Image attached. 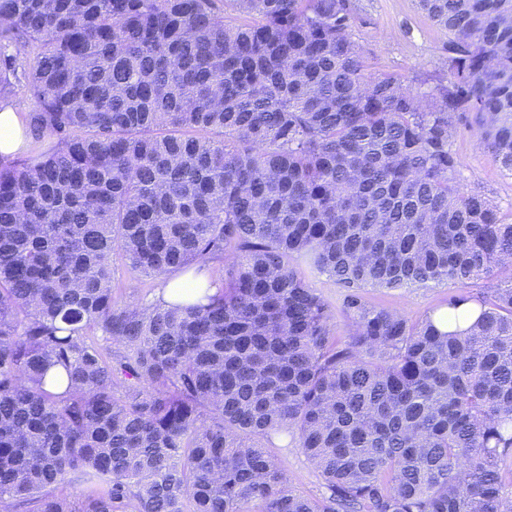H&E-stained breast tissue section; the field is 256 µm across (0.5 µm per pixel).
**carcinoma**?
<instances>
[{"instance_id":"cac0c4a2","label":"carcinoma","mask_w":512,"mask_h":512,"mask_svg":"<svg viewBox=\"0 0 512 512\" xmlns=\"http://www.w3.org/2000/svg\"><path fill=\"white\" fill-rule=\"evenodd\" d=\"M419 4L450 34L422 93L371 71L349 0H0V96L23 69L55 140L0 164L12 512H512V223L450 148L465 120L512 173V0ZM118 259L220 262L222 291L118 299ZM475 280L464 332L359 294ZM310 284L331 305L333 312H335L333 324L335 325L334 332L336 336H346L349 331V321L342 311L343 288L325 277L311 279ZM276 444L280 448H275V452L297 493L306 497L320 496L325 491L323 479L302 450L290 437L276 440Z\"/></svg>"}]
</instances>
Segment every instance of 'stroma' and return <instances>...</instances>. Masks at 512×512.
<instances>
[{"label": "stroma", "mask_w": 512, "mask_h": 512, "mask_svg": "<svg viewBox=\"0 0 512 512\" xmlns=\"http://www.w3.org/2000/svg\"><path fill=\"white\" fill-rule=\"evenodd\" d=\"M352 3V38L374 70L405 75L416 91L441 76V65L448 56V36L419 9L417 0H352ZM451 149L460 162L461 188L483 195L499 207L505 219L512 221V175L494 162L468 124H458ZM160 285V279L139 276L121 262L115 265L116 296L147 303L154 301ZM461 292L460 285L442 283L402 290L365 288L361 295L370 303L418 319ZM276 454L297 493L306 497L323 493L322 477L295 442L279 439Z\"/></svg>", "instance_id": "obj_1"}]
</instances>
